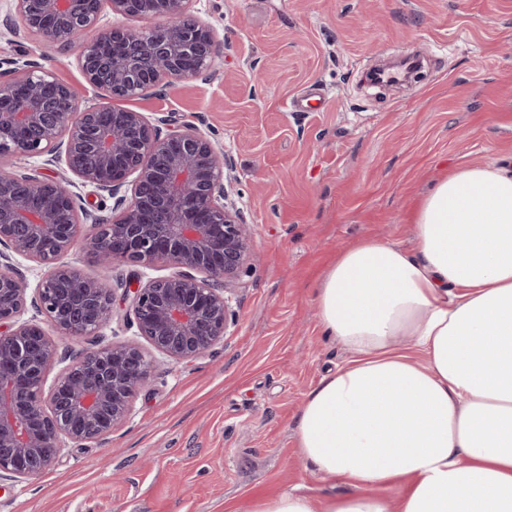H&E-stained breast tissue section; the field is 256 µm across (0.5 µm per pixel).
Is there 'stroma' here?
<instances>
[{"label": "stroma", "instance_id": "stroma-1", "mask_svg": "<svg viewBox=\"0 0 512 512\" xmlns=\"http://www.w3.org/2000/svg\"><path fill=\"white\" fill-rule=\"evenodd\" d=\"M224 39L209 78L128 100L161 132L199 126L230 156L229 192L257 255L239 321L189 362H159L128 421L68 445L38 479L0 486V512H252L301 487L346 493L307 469L295 425L307 393L351 359L314 303L337 252L373 237L408 248L411 215L456 168L512 157V0H196ZM0 63L79 84L78 47L2 26ZM393 47L424 57L408 81L372 84ZM321 88L324 106L295 101Z\"/></svg>", "mask_w": 512, "mask_h": 512}]
</instances>
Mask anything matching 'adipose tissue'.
I'll use <instances>...</instances> for the list:
<instances>
[{
    "mask_svg": "<svg viewBox=\"0 0 512 512\" xmlns=\"http://www.w3.org/2000/svg\"><path fill=\"white\" fill-rule=\"evenodd\" d=\"M412 222V248L362 239L315 293L354 360L309 391L296 436L350 493L319 508L294 488L253 512H512V158L457 168Z\"/></svg>",
    "mask_w": 512,
    "mask_h": 512,
    "instance_id": "adipose-tissue-1",
    "label": "adipose tissue"
}]
</instances>
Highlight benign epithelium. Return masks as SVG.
Segmentation results:
<instances>
[{"instance_id":"1","label":"benign epithelium","mask_w":512,"mask_h":512,"mask_svg":"<svg viewBox=\"0 0 512 512\" xmlns=\"http://www.w3.org/2000/svg\"><path fill=\"white\" fill-rule=\"evenodd\" d=\"M24 28L44 43L81 46L85 83L111 102L79 106L80 94L45 67L0 71V159L43 158L115 199L105 221L60 182L36 169L0 164V481L50 471L63 444L95 442L127 421L131 398L151 376L153 358L136 343L62 356L53 336H87L105 326L115 297L97 277L62 258L73 250L70 225H90L85 247L105 266L178 268L125 285L138 335L162 357L200 356L237 322L232 296L255 261L250 224L224 186L228 157L198 127L166 135L141 112L115 106L174 80L197 78L222 58L224 41L195 19V0H101L121 20L159 18L133 30L98 27L88 0H13ZM18 256L45 268L29 294ZM33 301L45 323L22 321ZM60 370L48 400L47 372Z\"/></svg>"}]
</instances>
